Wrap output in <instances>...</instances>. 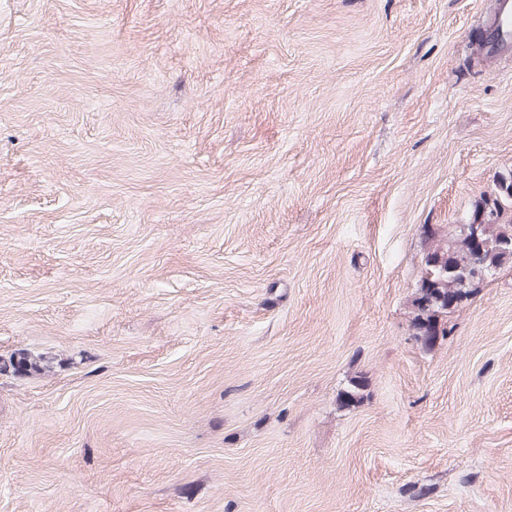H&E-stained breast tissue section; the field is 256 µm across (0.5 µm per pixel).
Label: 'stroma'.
Wrapping results in <instances>:
<instances>
[{"label": "stroma", "mask_w": 512, "mask_h": 512, "mask_svg": "<svg viewBox=\"0 0 512 512\" xmlns=\"http://www.w3.org/2000/svg\"><path fill=\"white\" fill-rule=\"evenodd\" d=\"M495 7L0 0V512H512V268L409 303L512 170ZM48 356L33 355L25 349L17 350L8 361L0 362V375L11 373L15 376H34L48 373L52 369Z\"/></svg>", "instance_id": "obj_1"}]
</instances>
